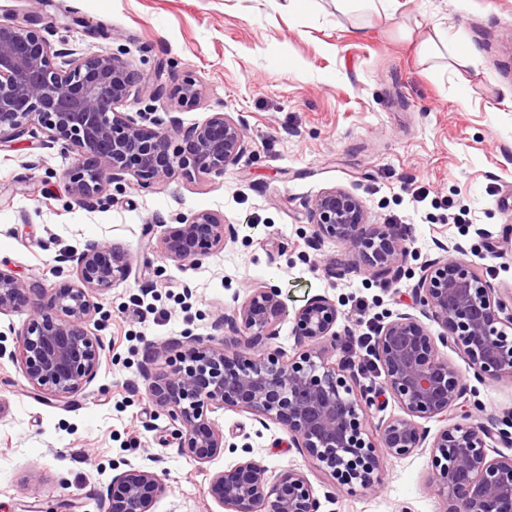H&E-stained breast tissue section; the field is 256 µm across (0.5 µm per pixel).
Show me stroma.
<instances>
[{
    "label": "stroma",
    "mask_w": 512,
    "mask_h": 512,
    "mask_svg": "<svg viewBox=\"0 0 512 512\" xmlns=\"http://www.w3.org/2000/svg\"><path fill=\"white\" fill-rule=\"evenodd\" d=\"M0 21L109 50L141 77L135 111L172 112L187 127L227 112L245 122L250 144L223 176L114 183L95 209L64 191L73 157L60 145L0 150V263L37 288L0 316V512H76L79 503L101 512L113 477L133 466L166 486L152 512H224L210 479L247 447L270 469L302 471L324 495L330 476L289 447L282 426L244 410L208 414L224 432L223 454L205 464L182 455L143 371L167 376L186 333L223 337L233 294L260 282L280 288L290 310L275 341L288 358L299 351L292 313L317 295L335 301L337 326L352 335L364 317L419 315L411 290L443 244H461L464 260L512 293V0H401L396 12L362 14L337 12L335 0L298 13L285 0H0ZM436 26L468 49L467 63L422 53ZM187 81L202 91L191 108L170 94ZM333 187L362 201L367 223L408 225L396 280L368 267L337 276L349 247H308L310 206ZM459 208L490 239L453 223ZM198 211L223 216L236 239L194 269L152 252L163 221ZM104 242L130 268L93 296L100 310L87 329L105 346L97 375L70 402L44 399L9 357L17 333L50 306L59 251ZM446 355L482 407L477 421L512 414V380L475 379L461 354ZM382 463V492L343 493L321 512H442L428 452Z\"/></svg>",
    "instance_id": "1"
}]
</instances>
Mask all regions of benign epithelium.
<instances>
[{
	"mask_svg": "<svg viewBox=\"0 0 512 512\" xmlns=\"http://www.w3.org/2000/svg\"><path fill=\"white\" fill-rule=\"evenodd\" d=\"M135 72L107 51L78 55L55 47L48 38L20 25L0 23V142L38 138L37 129L74 155L64 173L65 189L76 205L92 209L104 202L108 187L133 177L148 185L181 170L221 176L248 152L241 119L215 112L205 122L183 127L177 116H154L128 106ZM175 95L193 107L201 92L187 81ZM183 144L172 146L171 133ZM317 240L342 242L365 266L390 272L406 254L404 238L388 225L365 222L359 198L342 188L323 191L310 210ZM233 224L209 211L181 214L166 225L157 249L179 265L198 264L212 250L235 239ZM412 288L414 303L444 332L433 336L409 313H392L378 325L373 353L384 375L381 387L357 381L346 365L325 362L322 346H337L339 311L318 295L294 313L300 351L284 359L271 348L276 326L287 313L279 288L249 287L234 296L224 325L244 337L232 348L227 340L190 336V347L172 378L153 380L149 396L170 420L182 454L205 464L224 451V432L208 420L209 408L236 407L262 425L279 423L288 447L301 449L314 466L336 483L324 494L378 492L383 487L381 456H409L430 445L436 494L444 512H512V455L497 453L491 442H512V417L493 427L470 423L479 405L465 400L467 387L458 368L439 355V347L458 350L479 380L512 379V310L497 288L457 257L461 247L442 245ZM56 276H75L60 286L53 310L38 312L19 333L11 360L23 367L32 390L66 401L95 377L103 344L86 324L96 312L92 292L126 275L129 260L106 244L65 251L55 258ZM31 291L12 270L0 268V314L13 311ZM393 396L406 416L381 421L368 437L369 412L378 389ZM444 423L428 440L419 420ZM118 493L108 512H151L163 492L158 474L131 468L112 479ZM212 492L225 512H319V497L295 469L276 475L249 457L216 473Z\"/></svg>",
	"mask_w": 512,
	"mask_h": 512,
	"instance_id": "benign-epithelium-1",
	"label": "benign epithelium"
}]
</instances>
